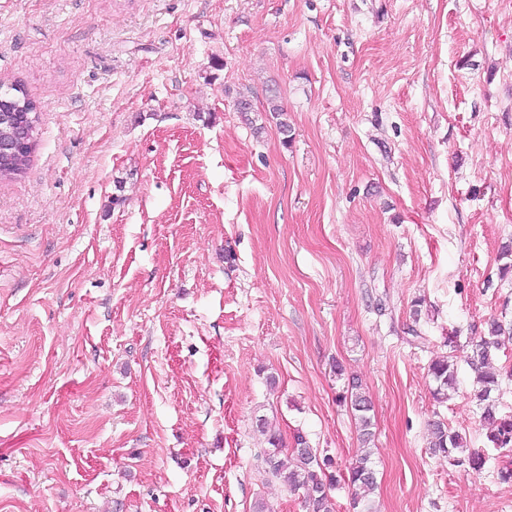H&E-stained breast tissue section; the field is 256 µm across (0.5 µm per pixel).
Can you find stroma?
Returning <instances> with one entry per match:
<instances>
[{
  "label": "stroma",
  "mask_w": 512,
  "mask_h": 512,
  "mask_svg": "<svg viewBox=\"0 0 512 512\" xmlns=\"http://www.w3.org/2000/svg\"><path fill=\"white\" fill-rule=\"evenodd\" d=\"M0 84V512H305L261 416L355 512L353 377L375 512H512L465 361L512 323V0H0ZM34 126L26 122L21 125H14L9 130L1 131L0 154L20 150L33 142ZM35 147L36 136L32 148L26 153H22L9 159H0V180L11 181L24 174ZM431 375L436 383L434 395L437 399L448 396L449 389H455L458 380L457 366L448 356L435 359L430 367ZM342 399L347 401V403L349 402L353 411L358 424L359 440L363 447V454H361L355 466L351 468L348 480L358 491L356 494L361 509L360 512H373L368 499V494L375 488L377 483L376 471L371 459L372 450L368 446L373 435L370 415L372 403L354 377L352 381H349L347 395L341 396ZM259 431L266 436L269 447L261 454L262 461L274 477L281 480L289 489L315 492L312 499L304 498L308 512H335L331 490L337 479L335 462L329 455L320 456L317 449L311 448L304 435L295 436L296 448L291 450L292 467L288 466V453L283 452L280 434L271 430L266 418H259ZM430 426V448L436 454L448 457L449 462L455 466L467 465L475 472H481L487 458L484 451L467 448V441L461 434L450 432L441 421H433Z\"/></svg>",
  "instance_id": "obj_1"
}]
</instances>
